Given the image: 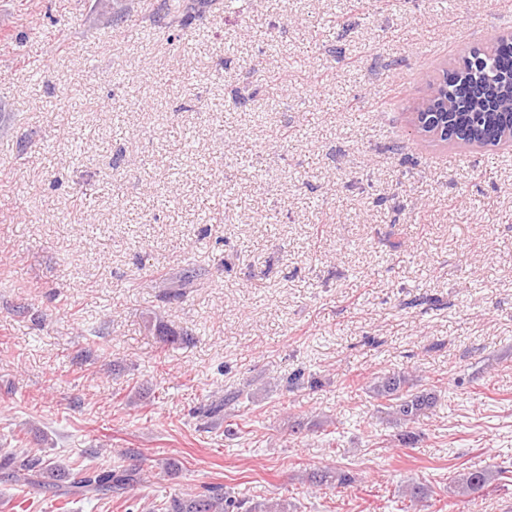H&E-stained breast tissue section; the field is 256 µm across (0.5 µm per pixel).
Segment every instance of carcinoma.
Returning a JSON list of instances; mask_svg holds the SVG:
<instances>
[{
  "label": "carcinoma",
  "instance_id": "1",
  "mask_svg": "<svg viewBox=\"0 0 512 512\" xmlns=\"http://www.w3.org/2000/svg\"><path fill=\"white\" fill-rule=\"evenodd\" d=\"M192 9V4H174L172 0L163 3L162 10L170 17L171 23L180 22V17ZM472 54L477 62H458L448 69V89L456 99L457 140H470L469 112L477 102L485 103L487 136L489 145H494L500 117L499 108L488 101V91L502 79L512 74V43L493 40L486 50L475 49ZM407 379L403 375L383 377L373 387L378 399L390 402L393 414L403 422H412L435 404L431 392L409 393L405 391ZM21 483L32 498L51 493L55 497L87 496L99 499L120 495L125 490L145 482V474L139 468L87 467L75 464L68 468L52 458L25 456L18 460L14 448H0V481ZM312 483L339 487L353 482V476L340 468L324 467L311 476ZM489 482V475L483 470H473L461 475L458 493L471 496L482 491ZM166 512H254L245 503L226 494L221 486H211L202 494L176 495L166 506Z\"/></svg>",
  "mask_w": 512,
  "mask_h": 512
}]
</instances>
